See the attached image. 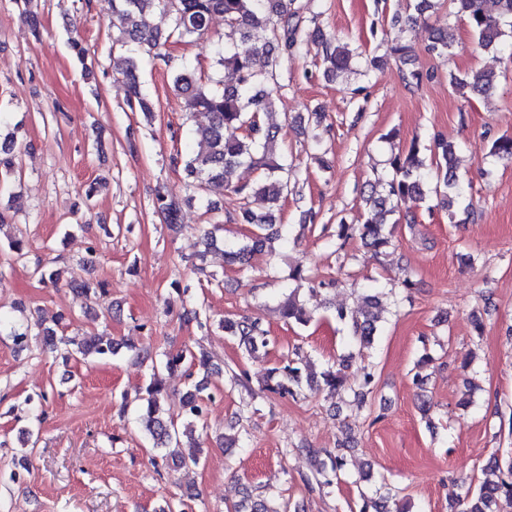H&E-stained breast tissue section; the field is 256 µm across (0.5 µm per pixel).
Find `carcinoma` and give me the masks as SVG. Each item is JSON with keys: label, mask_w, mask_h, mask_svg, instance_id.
Returning <instances> with one entry per match:
<instances>
[{"label": "carcinoma", "mask_w": 512, "mask_h": 512, "mask_svg": "<svg viewBox=\"0 0 512 512\" xmlns=\"http://www.w3.org/2000/svg\"><path fill=\"white\" fill-rule=\"evenodd\" d=\"M457 13L463 16L477 38L479 46L509 54L512 58V0H454ZM20 14L34 29L41 22L32 9L31 0H15ZM163 8L171 16L172 31H151L142 23L146 12ZM307 5L297 0H112L110 24L118 31L116 41L125 54L113 58V70L127 85V106L132 112L149 117L153 106L144 93L138 72V61L143 57L162 58V49L172 38L190 41L208 36L213 17L224 20V36L213 42L215 66L228 69L236 75L235 83L226 84L222 78L208 82L196 76L195 68L182 64L171 72L170 84L175 95L183 98L190 116H201L205 122L194 129L193 143L185 154H176L173 163L183 164V170L191 183L208 194L230 191L243 200V206L235 217L240 224L250 226L249 234L242 239H219L215 224L203 235L205 248L224 246V263L228 266L247 268L258 254L274 250V244L288 246L292 225L281 220L280 201L291 191L296 172L287 161L278 159L274 142L279 127L267 122L272 114L274 100L269 85L277 79L285 61L300 55L308 46L309 33L305 27ZM323 77L335 80L339 72L347 70L353 62L349 50L327 38L321 37ZM452 40L448 34L432 31L430 48L439 55L450 52ZM450 84L460 95L465 92L484 95L495 88V76L476 72L472 75H450ZM0 127L7 129L0 142V198L11 195L17 174V129L0 120ZM243 131L242 136L227 138L225 129ZM433 157L427 163L421 157L418 140H412L404 149L391 156V172L368 180L360 195L366 211L356 224L344 222L336 225L326 245L331 252L340 253L349 240L359 238L367 249L377 256L392 245L391 233L386 231L387 217L393 225L402 222L412 227V220L397 215L398 203L406 199L425 200L433 194L440 206L448 209V219H453L454 209L461 208L473 213L470 184L457 173L454 165L455 145L444 140L434 141ZM489 157L496 161L512 163V136H501L492 141ZM247 166L260 171L256 183H239L234 180L237 169ZM155 212L165 224L179 221L181 203L164 194L156 197ZM292 289L280 301L282 318L300 326H307L312 319L299 292L307 287L315 296L324 289L337 288L340 279L319 278L309 273L301 264L293 266L288 275ZM381 288L370 286L363 289L362 305L349 310L338 309L336 322L349 331L350 341L362 347L373 344L379 335L375 314L379 305ZM224 335L236 341L248 354L267 350L273 344L269 331L260 319L252 316L224 318L218 322ZM40 338L46 345L57 347L64 343L73 346L68 356L87 358L96 355L108 358L117 353V345L103 336H92L81 341L57 336L56 332L42 323L9 326V336L15 347L27 348L30 336ZM137 356L151 363L149 383L145 387V406L140 413L143 431L152 440V447L161 450L181 447L182 437L194 431L195 423L205 421L206 402L216 400V394H204L205 388L188 384L177 416H169L162 407L165 402V386L162 374L182 369L187 379L210 366L211 358L204 351L190 349L154 354L148 349L138 351ZM352 355H342L326 364L319 377L306 373L309 360L300 351L281 367L272 369L266 389L282 397L298 398L303 395L304 384L314 380L332 394L351 392L357 404L366 402L375 388L373 369H364L357 387H347L344 371ZM349 440L337 443L336 448L324 451V458L316 462L312 473L319 485H328V476L345 472L349 461L346 449ZM494 468L506 467V477L493 484H484L474 492L467 490L459 501L461 512H493V506L501 497L512 502V458L503 462L498 458L489 462ZM395 495L389 490L374 488L372 493L360 492L359 512H404L390 508Z\"/></svg>", "instance_id": "obj_1"}]
</instances>
